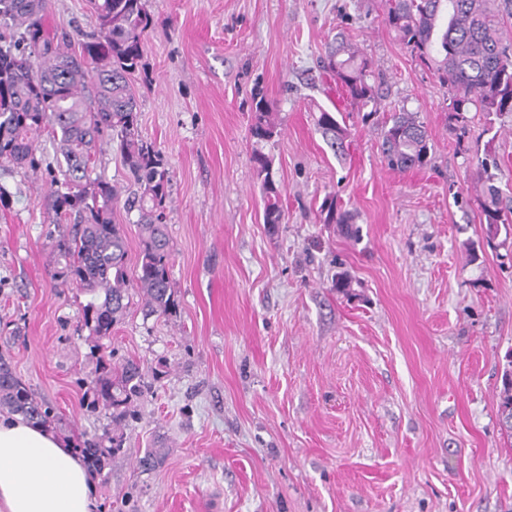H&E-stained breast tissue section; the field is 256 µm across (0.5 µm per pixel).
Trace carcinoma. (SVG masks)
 Masks as SVG:
<instances>
[{
	"label": "carcinoma",
	"mask_w": 512,
	"mask_h": 512,
	"mask_svg": "<svg viewBox=\"0 0 512 512\" xmlns=\"http://www.w3.org/2000/svg\"><path fill=\"white\" fill-rule=\"evenodd\" d=\"M496 0H388L387 22L401 41L448 86L450 130L465 133L471 112L485 116L512 112V44L503 42ZM99 27L80 42L79 53L60 51L57 36L45 27L44 0H0V169H34L39 165L33 141L45 132L57 143L62 160L47 169L53 205L69 223L54 241L66 277L89 300L84 325L97 340L112 335V325L138 289L151 314L175 310L171 288L170 240L166 233L167 200L172 176L162 151L138 130L137 91L132 76L142 68L144 34L151 16L144 0H91ZM324 69L336 76L348 98L374 105L378 93L369 83L371 65L344 40L330 48ZM271 104L255 99L251 136L258 142L275 133ZM316 125L333 152L345 151V130L336 116L319 113ZM115 136L133 180L124 201L138 214L142 250L135 280L126 266V237L112 220L120 192L110 182L91 178V160L104 136ZM379 148L392 169L407 171L431 162V144L415 112H392L380 125ZM253 162L265 195L264 223H282L280 191L270 158L255 151ZM487 243L500 232L512 235L503 218L498 187H488L482 205ZM145 384L139 364L114 365L100 357L93 383L95 402L114 410V421L129 415L132 399ZM512 406V371L503 376L498 409ZM0 410L33 424L47 425L54 408L35 398L0 354ZM122 448V436L106 442L86 440L77 450L97 475Z\"/></svg>",
	"instance_id": "1"
}]
</instances>
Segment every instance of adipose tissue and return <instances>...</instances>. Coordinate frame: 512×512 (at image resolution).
Listing matches in <instances>:
<instances>
[{"mask_svg": "<svg viewBox=\"0 0 512 512\" xmlns=\"http://www.w3.org/2000/svg\"><path fill=\"white\" fill-rule=\"evenodd\" d=\"M93 478L48 428L0 415V512H99Z\"/></svg>", "mask_w": 512, "mask_h": 512, "instance_id": "obj_1", "label": "adipose tissue"}]
</instances>
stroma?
Masks as SVG:
<instances>
[{"instance_id":"35a3bbf8","label":"stroma","mask_w":512,"mask_h":512,"mask_svg":"<svg viewBox=\"0 0 512 512\" xmlns=\"http://www.w3.org/2000/svg\"><path fill=\"white\" fill-rule=\"evenodd\" d=\"M138 130L172 175L176 303L139 294L103 350L148 389L135 416L93 410L99 353L87 297L55 278L65 222L43 172H0V353L55 409L69 444L114 431L101 512H512V435L497 401L512 351V237L486 244L488 183L512 210V113L448 131V88L386 20V0H145ZM77 51L88 0H45ZM372 63L384 112L418 113L434 160L395 171L322 68L338 34ZM274 136H250L255 93ZM347 131L334 153L316 126ZM272 159L283 220L264 222L254 149ZM491 153L486 176L473 162ZM335 198L351 227L329 222ZM352 280L336 292V274ZM158 464L142 469L147 450ZM316 125L321 131L326 144L333 152L345 151V130L333 112L321 111L317 117Z\"/></svg>"}]
</instances>
